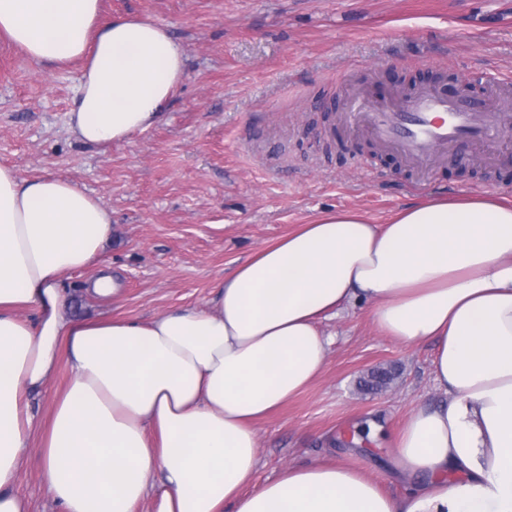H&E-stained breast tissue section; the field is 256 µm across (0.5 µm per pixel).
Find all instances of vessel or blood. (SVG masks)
<instances>
[{
  "instance_id": "obj_1",
  "label": "vessel or blood",
  "mask_w": 512,
  "mask_h": 512,
  "mask_svg": "<svg viewBox=\"0 0 512 512\" xmlns=\"http://www.w3.org/2000/svg\"><path fill=\"white\" fill-rule=\"evenodd\" d=\"M343 101L345 122L362 128L381 148L398 154L421 174L459 142H495L512 116L507 96L489 104L432 86L382 102L353 91L345 93Z\"/></svg>"
}]
</instances>
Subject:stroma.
<instances>
[{
    "label": "stroma",
    "mask_w": 512,
    "mask_h": 512,
    "mask_svg": "<svg viewBox=\"0 0 512 512\" xmlns=\"http://www.w3.org/2000/svg\"><path fill=\"white\" fill-rule=\"evenodd\" d=\"M112 16L164 26L185 55L186 76L158 124L128 141L87 145L68 131L78 65H38L0 40V164L20 177H59L112 213L96 263L66 273L65 316L148 321L201 309L257 251L336 210L376 224L429 198L512 199V141L462 142L433 164L429 184L395 153L342 121L340 89L411 91L426 77L465 76L482 100L512 83V0H102ZM363 158L380 172L357 167ZM110 271L122 292L99 300L88 279ZM357 301L323 320L324 370L258 423L254 487L288 465L343 458L344 434L367 418L385 424L352 464L391 495L404 493L392 450L410 412L444 402L433 380L434 346L405 347ZM377 369L383 388L362 390ZM31 439L17 490L30 512H59L40 480Z\"/></svg>",
    "instance_id": "stroma-1"
}]
</instances>
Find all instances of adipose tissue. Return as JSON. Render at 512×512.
Wrapping results in <instances>:
<instances>
[{
  "mask_svg": "<svg viewBox=\"0 0 512 512\" xmlns=\"http://www.w3.org/2000/svg\"><path fill=\"white\" fill-rule=\"evenodd\" d=\"M0 36L37 63L80 65L69 128L84 144L160 121L185 58L150 21L101 0H0ZM112 213L74 183L0 166V512L40 431L43 484L62 512H512V203L431 199L373 224L349 210L303 225L225 279L208 308L149 321L69 318L65 273L94 264ZM361 297L411 346L436 345L450 401L411 413L395 497L341 459L252 489L256 424L321 374L318 327ZM72 378L37 427L29 395Z\"/></svg>",
  "mask_w": 512,
  "mask_h": 512,
  "instance_id": "obj_1",
  "label": "adipose tissue"
}]
</instances>
